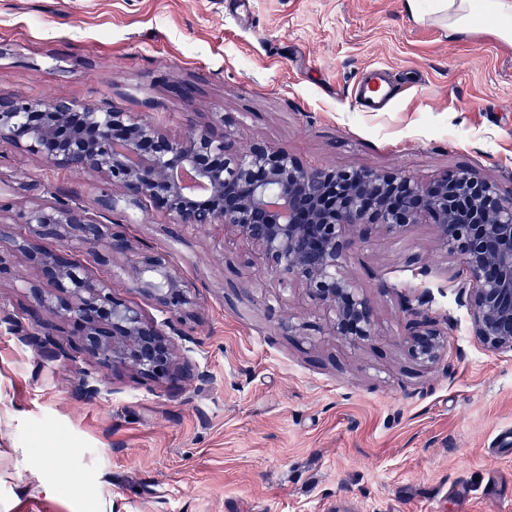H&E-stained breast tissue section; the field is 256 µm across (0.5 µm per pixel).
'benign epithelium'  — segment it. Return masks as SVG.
<instances>
[{
	"mask_svg": "<svg viewBox=\"0 0 512 512\" xmlns=\"http://www.w3.org/2000/svg\"><path fill=\"white\" fill-rule=\"evenodd\" d=\"M0 142L36 155L50 168L94 173L104 189L93 205L79 199L36 206L19 215L16 247L35 265L28 310L40 330L26 340L40 353L65 354L57 324L82 333V348L110 370L132 368L156 380L209 381L178 365L183 319L198 305L194 284L163 250L135 248L123 226L103 224L92 210L139 208L147 201L177 227L229 228L257 249L263 269L297 281L327 315L331 334L359 344L375 335L370 298L344 273L349 251L372 235L396 238L411 224H433L440 250L457 257L473 336L512 353V195L469 168L428 182L400 172L303 164L266 143L241 149L219 120L190 122L179 138L130 112L87 110L59 97H0ZM98 264L126 258L136 288L167 315L146 321L113 293L112 279L91 277L78 256ZM420 296L404 299L409 352L422 362L439 356L444 332Z\"/></svg>",
	"mask_w": 512,
	"mask_h": 512,
	"instance_id": "obj_1",
	"label": "benign epithelium"
}]
</instances>
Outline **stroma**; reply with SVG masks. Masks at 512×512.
I'll list each match as a JSON object with an SVG mask.
<instances>
[{
    "label": "stroma",
    "instance_id": "stroma-1",
    "mask_svg": "<svg viewBox=\"0 0 512 512\" xmlns=\"http://www.w3.org/2000/svg\"><path fill=\"white\" fill-rule=\"evenodd\" d=\"M435 2L415 17L406 0H0V95L50 91L174 136L219 112L241 148L420 180L469 167L511 193L512 44L481 24L449 36ZM374 66L392 89L381 112L355 99ZM180 82L191 100L171 92ZM22 179L40 191L0 193L13 218L102 186L0 143V183ZM111 220L196 285L185 357L211 382L108 371L75 336L53 361L0 329V512H91L100 497L112 512H512V355L472 336L434 225L349 252L344 271L379 323L353 346L324 332L301 285L245 264L229 230L176 239L160 212ZM0 253V309L32 328L35 270L12 239ZM417 294L451 321L430 363L404 343L402 298Z\"/></svg>",
    "mask_w": 512,
    "mask_h": 512
}]
</instances>
